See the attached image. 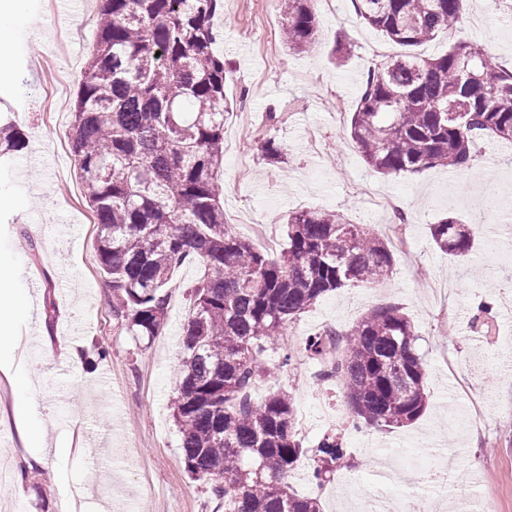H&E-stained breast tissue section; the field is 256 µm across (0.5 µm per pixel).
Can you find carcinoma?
I'll use <instances>...</instances> for the list:
<instances>
[{
    "label": "carcinoma",
    "mask_w": 512,
    "mask_h": 512,
    "mask_svg": "<svg viewBox=\"0 0 512 512\" xmlns=\"http://www.w3.org/2000/svg\"><path fill=\"white\" fill-rule=\"evenodd\" d=\"M357 16L390 41L416 46L453 30L464 0H352ZM288 48L319 36L314 0H281ZM224 0H102L97 41L86 62L71 148L83 196L98 226V259L112 292V317L151 339L167 321L170 282L188 263L190 287L176 395L170 409L187 472L209 485L224 512H321L287 478L302 456L319 488L345 463L336 433L306 448L291 393L258 400L261 353L276 346L324 295L392 273L384 238L330 210L292 212L287 242L263 252L224 223V55L214 50ZM479 135L512 142V68L457 42L431 59L389 58L370 68L350 122L367 165L383 175L438 166L465 169ZM22 143L0 125V154ZM284 162L271 139L257 143ZM479 225L448 216L432 225L440 251L469 255ZM411 317L395 305L367 311L347 332L327 328L304 350L323 377L342 381L354 417L405 427L426 411V365Z\"/></svg>",
    "instance_id": "obj_1"
}]
</instances>
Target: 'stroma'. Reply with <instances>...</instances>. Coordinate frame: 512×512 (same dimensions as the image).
Instances as JSON below:
<instances>
[{"label": "stroma", "mask_w": 512, "mask_h": 512, "mask_svg": "<svg viewBox=\"0 0 512 512\" xmlns=\"http://www.w3.org/2000/svg\"><path fill=\"white\" fill-rule=\"evenodd\" d=\"M56 0H27L0 23V45L10 49L14 80L0 83V99L26 134L24 150L0 170V273L13 275L24 296L23 316L11 331L29 338V401L41 419L49 452L41 468L23 478H0V512H60L77 485L89 487L84 512H224L207 485L190 477L170 410L189 314L185 288L200 275L195 265L174 275L165 327L152 341L120 334L111 292L97 260V226L82 194L68 134L81 73L96 43L98 0H68L71 18L57 15ZM322 21L317 43L289 51L282 38L279 0H224L215 49L224 56L225 92L233 113L224 125V219L241 237L261 244V232L242 223L244 213L267 222L285 240L288 213L343 212L352 223L377 230L406 220L408 249L394 248L395 270L380 284L354 283L328 293L300 315L284 346L263 356L270 375L254 395L292 392L297 413H310L303 435L311 446L339 432L347 450L339 480L322 494V512H360L363 497L389 493L387 453H404L409 468L401 487L405 503L417 499L414 470L446 473L452 494L426 491L432 512H448L449 497L477 496L484 512H512V377L499 372L506 348L500 333L512 328V253L493 255L486 241L512 232V217L481 225L467 257L439 251L431 224L455 215L473 222L482 197L512 198V144L477 140L475 163L415 174L371 172L349 136L361 82L374 49L399 55L403 46L363 24L352 0H316ZM512 29L499 0H467L456 37L440 32L414 47L432 58L461 38L490 60L512 68ZM350 47L344 65L331 55L336 37ZM271 138L287 152L269 164L256 148ZM380 192L402 196L403 215L384 213L339 179L338 167ZM446 281L447 307L460 321L440 326L421 285ZM392 304L412 318L416 349L427 364L430 407L413 425L349 429L340 384L319 377L320 363L301 350L302 340L333 326L349 329L370 309ZM78 347L95 356L93 369L64 359L41 361L38 346ZM294 357L280 367L283 347ZM105 358H97V351Z\"/></svg>", "instance_id": "35a3bbf8"}]
</instances>
